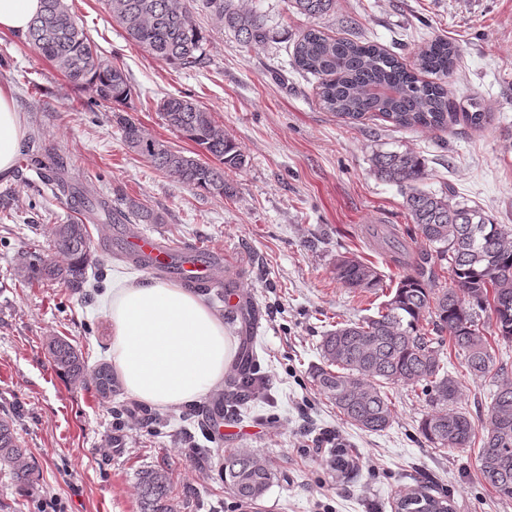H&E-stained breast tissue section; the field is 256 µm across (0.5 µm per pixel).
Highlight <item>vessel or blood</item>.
<instances>
[{"label":"vessel or blood","mask_w":512,"mask_h":512,"mask_svg":"<svg viewBox=\"0 0 512 512\" xmlns=\"http://www.w3.org/2000/svg\"><path fill=\"white\" fill-rule=\"evenodd\" d=\"M119 245L126 254L147 259L151 273L178 277L190 283L201 282L211 288L224 285L215 274L216 268L222 264L221 258L187 255L180 246L151 235H130L122 238Z\"/></svg>","instance_id":"obj_1"}]
</instances>
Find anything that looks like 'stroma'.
Masks as SVG:
<instances>
[{"instance_id":"35a3bbf8","label":"stroma","mask_w":512,"mask_h":512,"mask_svg":"<svg viewBox=\"0 0 512 512\" xmlns=\"http://www.w3.org/2000/svg\"><path fill=\"white\" fill-rule=\"evenodd\" d=\"M69 5L100 53L129 73L133 93L124 110L146 133L193 154L195 145L170 130L158 111L165 97L189 95L236 141L246 164L226 172L232 192L224 197L181 184L127 149L112 121L115 104L69 82L25 38L0 34V84L12 88L27 129L23 155L45 144L46 172L66 171L92 193L135 200L163 218L125 224V233L223 255L233 290L255 306L253 325L243 329L215 291L200 297L236 341L252 339L265 391L238 410L220 388L191 404L156 408L123 389L101 399L93 378L74 385L59 374L46 350L49 338L66 337L89 369L111 363L112 291L149 274L120 251L100 250L99 293L15 276L19 252L56 259L50 227L74 212L70 199L54 194L34 171H14L0 180V202L12 215L0 224V414L12 416L36 474L21 487L0 471V512H37L39 500L52 496L64 512H138V474L160 466L170 473L181 512H391L394 492L418 483L448 495L453 512H512V499H499L477 470L493 374L464 379L459 404L476 439L445 451L419 432L429 410L421 388L387 386L394 419L386 430L368 433L345 423L312 378L326 331L368 316L383 300L337 282V256L373 263L392 286L404 273L395 247L410 254L428 249L400 188L375 175L373 151L413 149L426 162L424 189L453 186L460 199L512 224V0H336L317 19L297 12L292 0H242L271 33L270 41L248 45L199 9L194 19L206 57L190 70L160 63L131 41L104 0ZM313 26L332 37L374 42L408 64L428 40L454 41L461 58L448 80L449 97L459 106L479 101L488 122L479 128L459 122L443 132L380 119L343 123L321 106L317 78L293 61L298 36ZM217 403L237 430L221 444L208 431ZM135 419L141 431H131ZM328 432L356 459L351 472L317 461L315 450ZM117 435L123 447H113ZM241 447L277 470L255 507L224 489V451Z\"/></svg>"}]
</instances>
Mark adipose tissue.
Instances as JSON below:
<instances>
[{
	"label": "adipose tissue",
	"mask_w": 512,
	"mask_h": 512,
	"mask_svg": "<svg viewBox=\"0 0 512 512\" xmlns=\"http://www.w3.org/2000/svg\"><path fill=\"white\" fill-rule=\"evenodd\" d=\"M42 0H0V33L26 35ZM26 130L0 85V178L13 175ZM234 354L223 322L193 289L147 279L112 294V363L125 390L154 407L198 400Z\"/></svg>",
	"instance_id": "1"
}]
</instances>
